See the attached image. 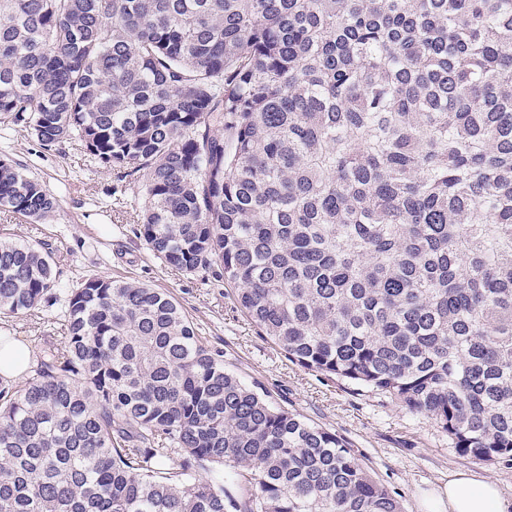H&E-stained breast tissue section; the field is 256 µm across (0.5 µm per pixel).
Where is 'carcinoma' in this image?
<instances>
[{"label": "carcinoma", "instance_id": "1", "mask_svg": "<svg viewBox=\"0 0 512 512\" xmlns=\"http://www.w3.org/2000/svg\"><path fill=\"white\" fill-rule=\"evenodd\" d=\"M0 114L140 175L130 221L292 363L512 461V0H0ZM0 207L57 198L0 157ZM0 238V315L53 295ZM0 383V512H402L177 302L91 276Z\"/></svg>", "mask_w": 512, "mask_h": 512}]
</instances>
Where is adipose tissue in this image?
I'll list each match as a JSON object with an SVG mask.
<instances>
[{
	"instance_id": "obj_1",
	"label": "adipose tissue",
	"mask_w": 512,
	"mask_h": 512,
	"mask_svg": "<svg viewBox=\"0 0 512 512\" xmlns=\"http://www.w3.org/2000/svg\"><path fill=\"white\" fill-rule=\"evenodd\" d=\"M421 507L423 512H512V499L494 482L458 470L447 482L423 491Z\"/></svg>"
}]
</instances>
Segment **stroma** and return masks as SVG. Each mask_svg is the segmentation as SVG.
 I'll list each match as a JSON object with an SVG mask.
<instances>
[{
	"label": "stroma",
	"mask_w": 512,
	"mask_h": 512,
	"mask_svg": "<svg viewBox=\"0 0 512 512\" xmlns=\"http://www.w3.org/2000/svg\"><path fill=\"white\" fill-rule=\"evenodd\" d=\"M5 155L42 183L59 201L40 223L0 208V236L41 244L52 252L58 294L98 275L135 281L172 295L199 335L223 349L224 366L277 406L335 432L372 477L400 502L403 512H421L422 490L468 470L497 483L512 497V465L459 455L447 434L409 413L384 394L288 361L238 307L221 272L186 276L149 257L133 224L119 209L135 192L134 178L90 164L75 143L46 150L20 127L0 122V156ZM61 309L55 301L11 318L0 332L25 342L33 356L58 345Z\"/></svg>",
	"instance_id": "35a3bbf8"
}]
</instances>
